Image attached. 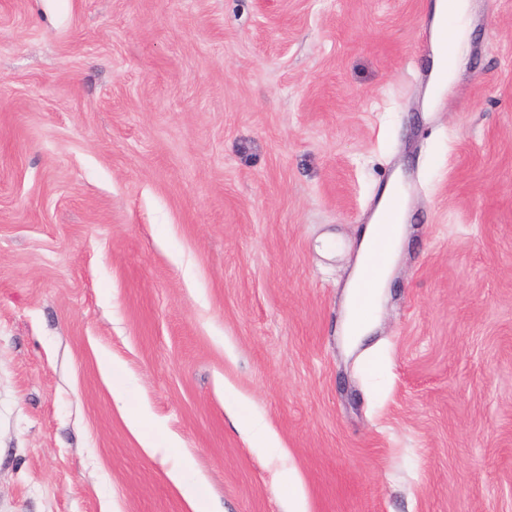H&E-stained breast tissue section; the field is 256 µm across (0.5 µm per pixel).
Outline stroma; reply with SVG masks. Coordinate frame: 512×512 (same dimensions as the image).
<instances>
[{
    "label": "stroma",
    "instance_id": "stroma-1",
    "mask_svg": "<svg viewBox=\"0 0 512 512\" xmlns=\"http://www.w3.org/2000/svg\"><path fill=\"white\" fill-rule=\"evenodd\" d=\"M434 2L0 0V512H191L179 458L223 512H512V0L448 86ZM406 209L397 181L384 189L381 202L370 223L362 229L356 270L348 283L345 336L354 345L361 344L373 332L385 290L390 285V271L404 233ZM364 293L366 307H360L357 294Z\"/></svg>",
    "mask_w": 512,
    "mask_h": 512
}]
</instances>
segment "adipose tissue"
Wrapping results in <instances>:
<instances>
[{
  "label": "adipose tissue",
  "mask_w": 512,
  "mask_h": 512,
  "mask_svg": "<svg viewBox=\"0 0 512 512\" xmlns=\"http://www.w3.org/2000/svg\"><path fill=\"white\" fill-rule=\"evenodd\" d=\"M435 12L441 23V50L432 61L440 80H451L470 35L467 0H437ZM406 209L398 182L384 189L381 202L369 224L362 229L356 270L348 283L343 330L353 344H361L373 332L379 307L390 285V271L404 233ZM367 306H359L358 294Z\"/></svg>",
  "instance_id": "adipose-tissue-1"
}]
</instances>
